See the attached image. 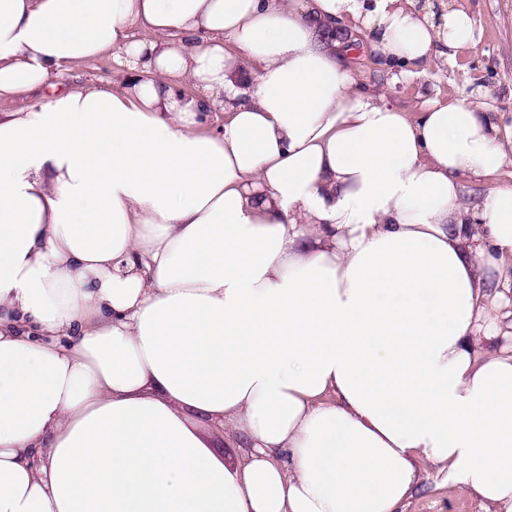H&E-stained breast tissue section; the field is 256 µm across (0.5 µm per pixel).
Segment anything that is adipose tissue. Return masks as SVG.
Instances as JSON below:
<instances>
[{
    "label": "adipose tissue",
    "mask_w": 512,
    "mask_h": 512,
    "mask_svg": "<svg viewBox=\"0 0 512 512\" xmlns=\"http://www.w3.org/2000/svg\"><path fill=\"white\" fill-rule=\"evenodd\" d=\"M356 32L407 77L475 38L446 0H0V101L38 97L0 109V512H401L418 460L512 512V154L359 89ZM116 65L110 57H103L86 63L77 70L63 69L54 79L61 86L70 84L76 76L80 82L88 87H95L112 79Z\"/></svg>",
    "instance_id": "adipose-tissue-1"
}]
</instances>
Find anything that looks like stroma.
<instances>
[{
    "mask_svg": "<svg viewBox=\"0 0 512 512\" xmlns=\"http://www.w3.org/2000/svg\"><path fill=\"white\" fill-rule=\"evenodd\" d=\"M472 21L476 38L467 55L425 66L422 73L402 77L397 69L375 61L365 41H358L349 59L363 88L385 94L391 104L418 110L423 101L462 94L465 74L477 77L487 94L471 95L475 105L490 112L503 134L512 133V0H458ZM419 490L403 506V512H484L472 497L449 490L448 472L419 462Z\"/></svg>",
    "mask_w": 512,
    "mask_h": 512,
    "instance_id": "35a3bbf8",
    "label": "stroma"
}]
</instances>
